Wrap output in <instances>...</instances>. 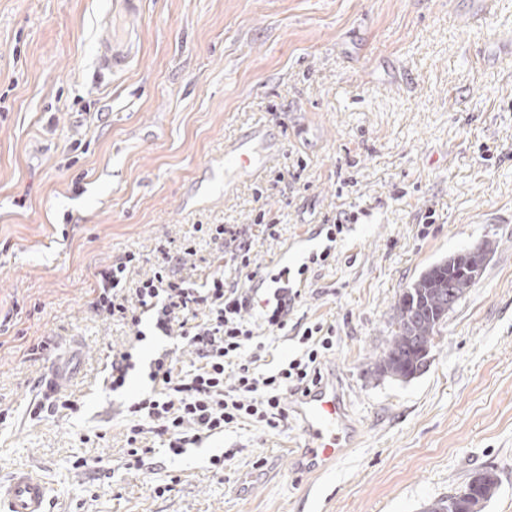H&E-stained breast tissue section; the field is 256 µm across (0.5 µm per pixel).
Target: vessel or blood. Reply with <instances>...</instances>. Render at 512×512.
<instances>
[{
  "label": "vessel or blood",
  "instance_id": "vessel-or-blood-1",
  "mask_svg": "<svg viewBox=\"0 0 512 512\" xmlns=\"http://www.w3.org/2000/svg\"><path fill=\"white\" fill-rule=\"evenodd\" d=\"M280 156L276 140L265 127L251 128L224 145V174L256 176ZM304 444L297 451V471L319 473L335 464L358 441L348 404L335 380L321 379L300 394L292 407ZM48 493L41 475L28 468L14 470L0 482V512H47Z\"/></svg>",
  "mask_w": 512,
  "mask_h": 512
}]
</instances>
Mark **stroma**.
<instances>
[{"instance_id":"1","label":"stroma","mask_w":512,"mask_h":512,"mask_svg":"<svg viewBox=\"0 0 512 512\" xmlns=\"http://www.w3.org/2000/svg\"><path fill=\"white\" fill-rule=\"evenodd\" d=\"M108 32L127 56L114 72L98 63ZM258 125L280 160L225 191L224 144ZM261 212L280 235H256L253 254L272 269L321 249L325 220L356 217L291 319L334 327L321 371L357 446L306 475L296 420L249 423L123 469L125 419L103 379L127 330L93 311L95 272L133 251L140 276L158 241L192 240L177 273L201 281L219 247L197 225ZM485 240L486 269L424 371L379 375L402 293ZM0 323V481L36 469L49 512H422L490 469L501 486L485 512H512V0H139L133 14L121 0H0ZM41 336L51 352L28 355ZM165 349L190 368L176 339L148 337L125 400ZM64 358L79 412L32 416Z\"/></svg>"}]
</instances>
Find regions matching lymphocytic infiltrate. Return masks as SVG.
<instances>
[{
	"instance_id": "obj_1",
	"label": "lymphocytic infiltrate",
	"mask_w": 512,
	"mask_h": 512,
	"mask_svg": "<svg viewBox=\"0 0 512 512\" xmlns=\"http://www.w3.org/2000/svg\"><path fill=\"white\" fill-rule=\"evenodd\" d=\"M346 226L341 220L320 227L327 245L310 253L296 273L288 274L287 287L267 288L268 274L251 255V233L239 224H208L201 233L219 244L215 268L201 284L179 278L173 256L157 246L162 260L151 273L137 277V253L95 274L94 311L128 327L142 341L143 323L160 336L180 338L195 356L196 366L178 368L173 352L152 359L150 393L126 408L128 470L147 469L152 450L142 443L144 433L157 436L168 454L180 456L204 439L253 422L276 430L288 421L286 394L308 390L321 378V361L332 351V327L320 322L299 326L300 351L277 368L262 372L258 363L265 350L249 319L259 311L268 330L285 331L302 296L308 273L332 257V246ZM237 271L228 279L225 266Z\"/></svg>"
}]
</instances>
